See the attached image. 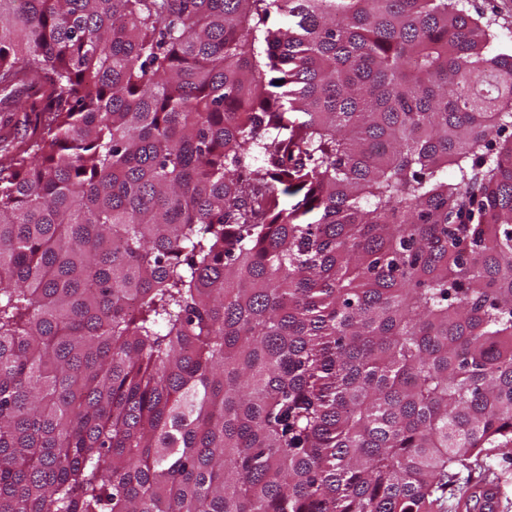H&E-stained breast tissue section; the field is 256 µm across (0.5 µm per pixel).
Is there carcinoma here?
I'll use <instances>...</instances> for the list:
<instances>
[{
	"instance_id": "obj_1",
	"label": "carcinoma",
	"mask_w": 512,
	"mask_h": 512,
	"mask_svg": "<svg viewBox=\"0 0 512 512\" xmlns=\"http://www.w3.org/2000/svg\"><path fill=\"white\" fill-rule=\"evenodd\" d=\"M493 40L465 0H0V512L506 495Z\"/></svg>"
}]
</instances>
